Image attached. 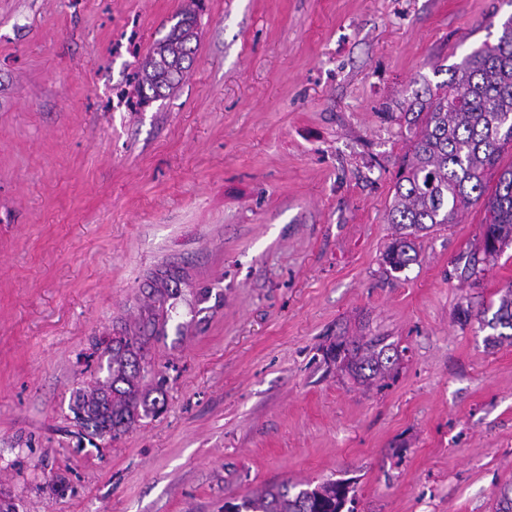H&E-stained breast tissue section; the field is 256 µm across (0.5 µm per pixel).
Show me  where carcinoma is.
<instances>
[{
  "label": "carcinoma",
  "instance_id": "1",
  "mask_svg": "<svg viewBox=\"0 0 512 512\" xmlns=\"http://www.w3.org/2000/svg\"><path fill=\"white\" fill-rule=\"evenodd\" d=\"M195 23L190 11L181 13L170 35L145 61L143 82L154 95L172 90L187 70ZM406 113L412 115L417 132L395 184L390 209L395 238L384 262L398 270L417 261L419 233L454 223L462 209L484 197L488 218L483 249L498 257L512 243V165L501 169L492 191L485 175L512 144V17L502 24L497 43L471 52L451 70L448 81L415 92ZM487 326L512 330L511 286ZM385 340L341 336L327 356L355 380L368 383L385 377L396 364ZM143 350L139 336L119 341L109 350L108 378L89 391L76 392L71 410L93 434L124 432L149 414L147 398L139 390L146 365ZM348 494L349 486L340 481L304 488L283 482L224 507L227 512H342Z\"/></svg>",
  "mask_w": 512,
  "mask_h": 512
}]
</instances>
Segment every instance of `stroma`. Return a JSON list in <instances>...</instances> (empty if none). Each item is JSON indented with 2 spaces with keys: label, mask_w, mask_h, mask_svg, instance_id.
Returning <instances> with one entry per match:
<instances>
[{
  "label": "stroma",
  "mask_w": 512,
  "mask_h": 512,
  "mask_svg": "<svg viewBox=\"0 0 512 512\" xmlns=\"http://www.w3.org/2000/svg\"><path fill=\"white\" fill-rule=\"evenodd\" d=\"M169 95L142 64L185 7ZM512 0H0V505L224 512L349 481L354 512H494L512 481V245L483 203L383 260L415 91ZM471 311L470 320L459 317ZM384 336L355 381L324 357ZM146 339L159 411L91 437L70 398ZM66 480L53 490L57 477ZM486 326L492 329L508 328L512 331V287H508L505 294L500 298L498 308L493 315L491 321H488ZM386 337L372 336L349 339L340 336L327 350V356L347 370L357 381L370 383L384 378L398 360V352L388 355L392 344H384Z\"/></svg>",
  "instance_id": "1"
}]
</instances>
